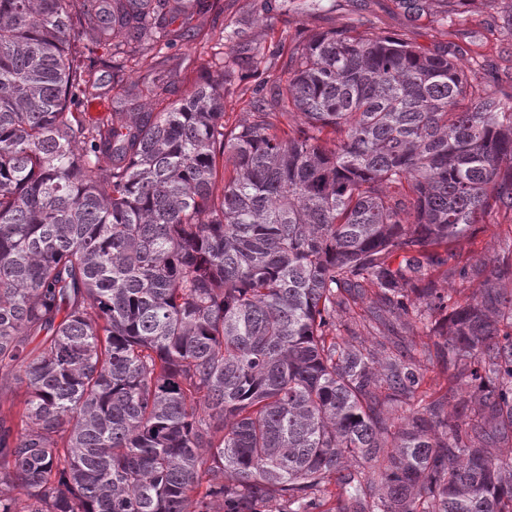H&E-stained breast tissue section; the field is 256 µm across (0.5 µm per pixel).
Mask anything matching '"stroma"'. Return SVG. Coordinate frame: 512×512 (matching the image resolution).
I'll use <instances>...</instances> for the list:
<instances>
[{"instance_id":"obj_1","label":"stroma","mask_w":512,"mask_h":512,"mask_svg":"<svg viewBox=\"0 0 512 512\" xmlns=\"http://www.w3.org/2000/svg\"><path fill=\"white\" fill-rule=\"evenodd\" d=\"M223 10H213L199 16L198 22L208 32L224 28L239 31L253 51L262 58L259 69H252L247 60H224V120L235 124L243 120L252 90L261 77L284 79L288 76V56L293 48L290 34L302 30L311 32L340 31L356 28L362 34L389 32L404 40L430 48L439 42L459 46L457 62L470 68L471 59L482 56L492 69L486 76L492 89L512 92V0H476L475 11L462 27L438 29L430 24L407 26L395 10L392 0H336L332 8L308 10L272 18L270 25L258 23L255 16L257 0H222ZM494 24V34L480 45L464 39L462 29H479ZM178 63L177 96L190 93L203 76L210 60L209 52L196 42L178 44L172 50ZM461 261L480 264L507 254L512 249V220L491 215L475 233L473 239L454 244Z\"/></svg>"}]
</instances>
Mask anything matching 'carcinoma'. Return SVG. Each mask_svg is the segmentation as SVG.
<instances>
[{
    "instance_id": "1",
    "label": "carcinoma",
    "mask_w": 512,
    "mask_h": 512,
    "mask_svg": "<svg viewBox=\"0 0 512 512\" xmlns=\"http://www.w3.org/2000/svg\"><path fill=\"white\" fill-rule=\"evenodd\" d=\"M218 7L0 0V390L26 386L0 404V512H512V259L447 249L512 214V101L446 44L298 32L234 125L209 72L86 119L103 72L163 101L167 50L243 53L193 23ZM432 270L487 287L453 303ZM437 314L421 359L356 331Z\"/></svg>"
}]
</instances>
